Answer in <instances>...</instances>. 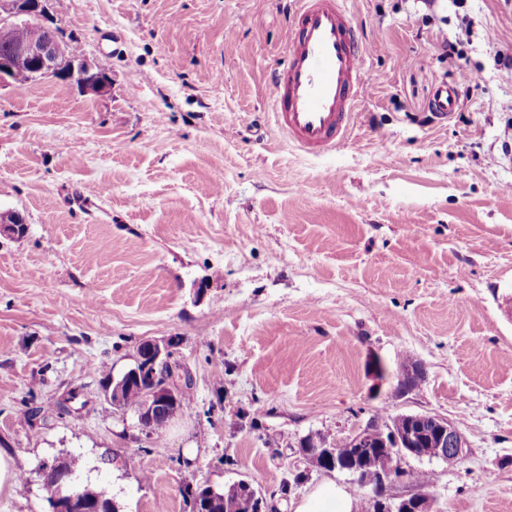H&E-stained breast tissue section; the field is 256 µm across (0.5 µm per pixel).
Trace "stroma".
Masks as SVG:
<instances>
[{"label":"stroma","instance_id":"35a3bbf8","mask_svg":"<svg viewBox=\"0 0 512 512\" xmlns=\"http://www.w3.org/2000/svg\"><path fill=\"white\" fill-rule=\"evenodd\" d=\"M292 0H63L64 36L108 95L49 77L0 88V512H49L71 456L120 512H190L185 488L245 480L270 512L322 481L307 435L376 415L447 418L467 442L430 471L440 512H512V0H348L376 47L349 139L311 157L267 81ZM457 40L458 65L441 57ZM455 83L448 124L427 109ZM175 338L189 409L161 434L110 404L146 339ZM418 366V388L398 382Z\"/></svg>","mask_w":512,"mask_h":512}]
</instances>
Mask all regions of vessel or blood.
<instances>
[{
    "label": "vessel or blood",
    "instance_id": "obj_1",
    "mask_svg": "<svg viewBox=\"0 0 512 512\" xmlns=\"http://www.w3.org/2000/svg\"><path fill=\"white\" fill-rule=\"evenodd\" d=\"M282 68L268 84L280 132L299 150L322 155L349 137L371 91L369 48L349 19L345 0H296ZM458 105L453 84L440 83L430 106L436 119Z\"/></svg>",
    "mask_w": 512,
    "mask_h": 512
}]
</instances>
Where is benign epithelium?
<instances>
[{
	"label": "benign epithelium",
	"instance_id": "obj_1",
	"mask_svg": "<svg viewBox=\"0 0 512 512\" xmlns=\"http://www.w3.org/2000/svg\"><path fill=\"white\" fill-rule=\"evenodd\" d=\"M22 29L25 36L16 41L12 33ZM27 62L19 70L17 61ZM55 77L77 87L82 93L101 97L109 91V78L85 55H75L69 43L58 37L54 26L53 0H0V88L38 82ZM23 217L15 211L0 210V234L15 236ZM135 365L123 378L112 380L107 400H119L125 379L131 375L149 374L148 396L137 411L141 430H147L154 415L165 413L173 418L180 411L179 400L185 393L186 382L177 374L172 358L176 342L171 339H147L139 344ZM380 441H373V433ZM348 448L351 455L341 459L337 449ZM371 448L386 449L385 468L371 493L373 512H435L431 491L409 483L402 475L401 461L408 457L426 458L431 453L448 462L458 463L466 455V440L448 419L423 413H400L385 420L369 419L354 433L310 449L302 441L298 453L316 455L321 460L320 472H344L355 475L363 457ZM42 485L52 512H67L76 503L89 502L77 477L60 464L46 465L40 470Z\"/></svg>",
	"mask_w": 512,
	"mask_h": 512
}]
</instances>
